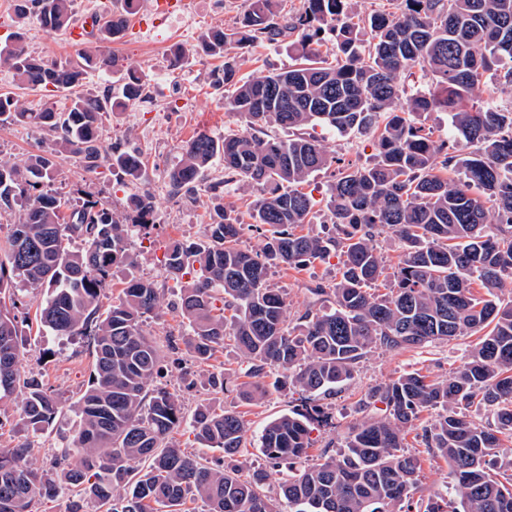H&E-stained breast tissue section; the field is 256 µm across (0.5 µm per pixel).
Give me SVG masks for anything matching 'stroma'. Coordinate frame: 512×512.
<instances>
[{"instance_id": "stroma-1", "label": "stroma", "mask_w": 512, "mask_h": 512, "mask_svg": "<svg viewBox=\"0 0 512 512\" xmlns=\"http://www.w3.org/2000/svg\"><path fill=\"white\" fill-rule=\"evenodd\" d=\"M248 0H186L184 8L164 17L159 26H144L149 14L147 0L128 15L127 27L112 49L123 65L138 70L145 79L144 95L153 97L152 127H145L135 106L126 111L110 113L103 118L102 139L106 144L121 145L141 154L144 176L139 180L120 178L112 174L108 164H101L97 175H87L72 158L60 160L52 183L62 193L76 189L90 191L117 212L126 210L130 196L150 193L160 208L159 221L149 233L134 235L131 252L132 268H119L112 275V286L102 299L110 304L124 286L128 275L153 281L161 290L162 306L158 312L145 315L143 332L161 349L162 371L154 381L155 387L177 395L186 418L185 423L168 438L170 445L182 448L191 455L216 459L220 449H203L195 442L188 423L199 404L209 403L218 409L236 411L248 427L246 446L239 458L247 468L263 467L267 459L260 448L259 437L270 420L297 408L299 395L283 388L270 391L265 400L253 403L238 395L240 384L246 382L247 361L233 343H225L205 364H196L185 350L171 352L168 337L187 336L189 328L178 308L180 288L164 266L165 248L170 240L187 242L198 240L210 222L215 203L234 208L242 222L240 243L254 249L261 245L262 235L256 231L250 218L251 192L238 190L228 184L221 200H214L208 187L224 179V161L215 158L204 172L194 195L174 199L170 196L168 171L181 159L183 145L202 133L223 137L225 132H241L244 122L230 111L225 103L223 89L214 86L213 74L219 60L194 54L199 38L211 27L235 26L247 9ZM22 30L25 43L32 55L49 59L75 57L65 33L46 30L37 16L17 20L13 0H0V43L14 30ZM188 51L189 58L182 69L170 70L168 56L173 48ZM298 61V54L290 42L261 43L239 52L242 73L275 72ZM0 93L17 96L31 111L47 105L65 109L70 104V92H51L43 88L22 85L13 72L0 66ZM315 134L326 149L341 164H361L369 160L375 149L366 138L344 135L332 130L316 128ZM49 134L31 126L0 123V157L23 162L28 154L37 152L48 142ZM340 265L338 256L317 261L295 270L284 266L271 267L269 282L287 297L289 323H298L312 299L310 290L315 285L332 286ZM47 297L46 292L19 290L20 304L15 311L18 328L23 335L27 352L22 361L26 375L40 379L59 399V413L40 438L33 462L37 467L50 468L54 457L65 446L67 438L78 426L74 406L87 389L93 370L94 348L89 337L53 335L35 319V313ZM474 339L462 336L452 342H436L422 348L397 351L377 349L363 359L344 388L323 398L322 403L333 416V424L320 427L312 433L309 462H317L337 455L341 450L349 426L363 419L362 403L371 387L389 382L404 373L418 371L433 379L447 378L449 372L461 367L465 353ZM194 375L185 381L183 371ZM224 372L227 384L224 391L209 387L204 378L213 372ZM405 446L422 460V477L413 496V508L423 507L425 499L443 489L448 481L449 466L440 457L431 455L416 431L406 435Z\"/></svg>"}]
</instances>
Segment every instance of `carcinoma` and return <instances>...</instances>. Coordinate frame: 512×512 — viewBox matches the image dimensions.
Instances as JSON below:
<instances>
[{
    "mask_svg": "<svg viewBox=\"0 0 512 512\" xmlns=\"http://www.w3.org/2000/svg\"><path fill=\"white\" fill-rule=\"evenodd\" d=\"M73 2L15 0V12L66 31L74 25ZM123 2V14L103 22L91 17L96 41L75 63L32 56L19 33L0 50V65L28 86L69 91L92 71L112 73L118 83L117 94H77L63 111L31 112L14 95L0 94V123L52 135V144L22 166L0 159V211L19 212L0 240V402L21 394L18 414L34 436L58 413L42 381L22 370L10 314L19 299L10 287L47 289L41 325L56 336H89L94 346L91 383L75 405L79 428L53 470L29 460V442L0 448V512H32L34 501L64 490L78 496L69 512H85L89 500L104 512H185L189 494L206 512H280V498L289 512H411L407 503L422 464L404 451L403 440L429 409L437 414L422 428V441L448 461L453 512H512V483L492 474L501 436H512V300L501 298L512 280V108L463 106L492 76L512 86V67L499 69L502 59L512 60V0H388L391 8L366 16L354 13L350 0H303L295 13L283 0H250L235 27L212 29L197 44V51L224 59L214 80L230 88L225 101L247 130L188 142L169 183L191 194L203 170L222 157L231 178L255 191L251 218L263 244L240 246L238 216L217 204L202 238L169 242L164 263L176 278L196 265L201 271L179 298L192 359L207 363L229 337L254 379L239 390L243 399H263V379L273 371L282 376L271 386L301 392L298 409L262 429L261 448L272 466L307 457L312 426L324 413L318 397L336 393L373 350L478 335L468 360L446 379L415 371L374 386L366 406L379 402L385 414L352 425L342 458L294 472L277 499L264 492L263 470H228L222 460L204 463L166 444L182 423V408L176 396L152 387L161 357L141 330L142 318L161 307L159 288L132 278L101 311L112 270L130 259L132 234L152 226V197H131L120 217L89 193L74 206L47 189L64 156L96 172L103 115L141 97L142 78L109 48L136 7V0ZM363 28L370 32L366 41L358 37ZM327 34L336 41L333 63L321 53ZM288 38L301 48L299 63L238 76L229 49ZM413 68L432 83L414 90L400 109L399 77ZM438 109L450 115L448 137L436 138L426 126ZM273 125L288 138L266 134ZM317 126L370 138L376 148L372 162L338 170L326 202L334 228L327 236L297 232L315 206L304 185L334 163L314 134ZM110 160L124 175L140 177L137 154L115 145ZM384 228L401 240L403 258L390 293L376 295L371 285L387 277L374 245ZM332 254L341 258L339 278L330 288L310 289L312 306L291 329L288 301L268 283L270 267L299 268ZM475 282L483 293L474 292ZM472 406L484 408L490 421L469 420L464 410ZM191 427L200 447L219 448L229 459L246 445L248 428L232 410L201 404ZM135 460L147 469L135 471Z\"/></svg>",
    "mask_w": 512,
    "mask_h": 512,
    "instance_id": "obj_1",
    "label": "carcinoma"
}]
</instances>
